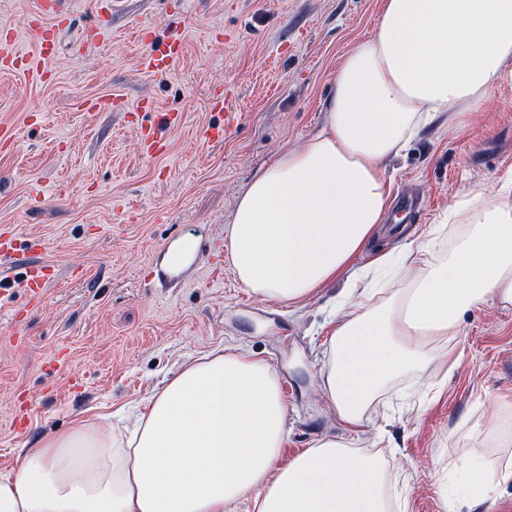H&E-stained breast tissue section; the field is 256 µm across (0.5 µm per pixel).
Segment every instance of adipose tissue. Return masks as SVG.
Here are the masks:
<instances>
[{
    "label": "adipose tissue",
    "mask_w": 512,
    "mask_h": 512,
    "mask_svg": "<svg viewBox=\"0 0 512 512\" xmlns=\"http://www.w3.org/2000/svg\"><path fill=\"white\" fill-rule=\"evenodd\" d=\"M512 88V0H383L373 33L343 60L323 128L283 148L239 196L224 234L237 282L298 307L336 278L314 392L348 437L280 463L287 405L277 372L246 352L186 359L122 425L78 419L0 473V512H407L388 505L378 455L355 439L372 399L434 361L466 312L512 307V192L478 187L402 252L356 259L391 212L387 161L428 127L458 133ZM440 479L441 512H477L512 483V437ZM463 492H448L449 481Z\"/></svg>",
    "instance_id": "adipose-tissue-1"
}]
</instances>
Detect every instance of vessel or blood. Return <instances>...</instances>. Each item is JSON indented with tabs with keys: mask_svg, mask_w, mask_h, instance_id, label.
I'll use <instances>...</instances> for the list:
<instances>
[{
	"mask_svg": "<svg viewBox=\"0 0 512 512\" xmlns=\"http://www.w3.org/2000/svg\"><path fill=\"white\" fill-rule=\"evenodd\" d=\"M62 0H44L40 18L31 21L25 29L23 40L8 38L0 41V71L31 75L38 81H46L53 70L50 62L55 55L50 37V29L44 19L56 15L61 10ZM140 39L148 43L147 50L140 64L148 73L168 71L180 59L183 51L179 35H171L166 40L149 38L147 29H139ZM139 110L153 113L154 120L149 125L140 127L139 135L145 155L153 157L161 154L167 144L166 134L179 126L182 115L178 112H158L149 100H141ZM52 274L49 267L29 264L21 273V286L27 294L36 295L47 288Z\"/></svg>",
	"mask_w": 512,
	"mask_h": 512,
	"instance_id": "obj_1",
	"label": "vessel or blood"
}]
</instances>
